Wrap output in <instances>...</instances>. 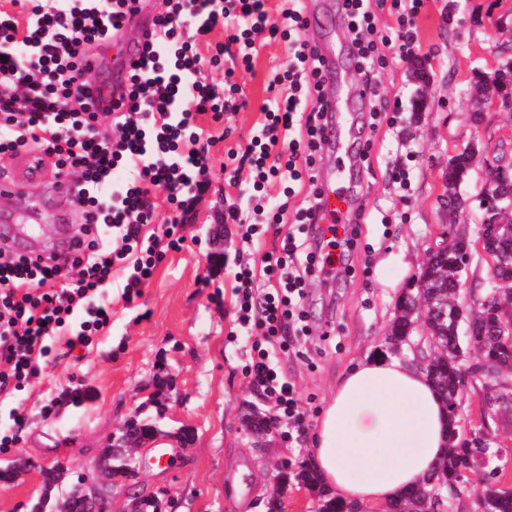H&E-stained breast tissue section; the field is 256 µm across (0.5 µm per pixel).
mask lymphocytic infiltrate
Here are the masks:
<instances>
[{
	"mask_svg": "<svg viewBox=\"0 0 512 512\" xmlns=\"http://www.w3.org/2000/svg\"><path fill=\"white\" fill-rule=\"evenodd\" d=\"M128 2L11 0L15 12L0 10V157L37 150L52 159L54 176L82 212L72 255L44 252L31 261L0 245V397L40 373L55 338L85 347L104 331L111 310L100 294L113 269L124 271L123 297L133 301L164 252L180 246L184 222L209 188V149L218 141L196 117L207 113L217 122L245 105L236 69L225 68L219 87L204 67L222 65L231 53L238 69H249L256 40L266 35L287 42L291 59L270 81L274 95L240 160L251 168L253 191L284 180L308 181L309 190L299 207L283 201L257 211L261 223L287 228L266 255L277 287H259L244 266L234 276V293L240 326L258 322L264 336L278 340L274 348L254 345L251 381L298 424L300 400L277 366V353L307 329V282L349 274L343 255L356 243L355 224L316 222L322 189L315 167L329 117L321 59L301 37L307 27L303 0H281L275 15L269 0H164L160 33L144 45L126 108L97 112L82 60L92 46L106 44ZM344 2L356 71L371 90L369 117L376 122L399 114L401 103L378 92L383 48L397 43L400 62L414 63L419 46L413 20L423 0ZM387 2L399 12L393 36L376 25L375 11ZM218 27L224 39L202 59L197 45ZM117 168L128 173L120 183L112 180ZM157 190L174 215L161 233L146 237L142 228L154 221ZM66 278L70 286L60 287Z\"/></svg>",
	"mask_w": 512,
	"mask_h": 512,
	"instance_id": "f902f5d3",
	"label": "lymphocytic infiltrate"
}]
</instances>
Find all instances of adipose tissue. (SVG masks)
I'll return each mask as SVG.
<instances>
[{"label": "adipose tissue", "instance_id": "ef3b65f1", "mask_svg": "<svg viewBox=\"0 0 512 512\" xmlns=\"http://www.w3.org/2000/svg\"><path fill=\"white\" fill-rule=\"evenodd\" d=\"M447 416L430 379L387 354L356 361L316 425L311 465L344 502L386 505L433 473Z\"/></svg>", "mask_w": 512, "mask_h": 512}]
</instances>
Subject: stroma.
Returning <instances> with one entry per match:
<instances>
[{"mask_svg": "<svg viewBox=\"0 0 512 512\" xmlns=\"http://www.w3.org/2000/svg\"><path fill=\"white\" fill-rule=\"evenodd\" d=\"M415 28L430 78L427 107L411 111L410 72L394 63L395 46L385 47L390 63L381 71L382 92L408 110L395 127L360 128L357 141L369 149L370 166L350 197L352 209L363 212L361 238L348 256L352 273L308 282V333L279 356L300 399L302 431L283 421L268 456L250 446L248 406L258 389L247 366L261 335L236 322L234 274L246 265L267 282L264 256L274 235L262 231L245 243L238 225L212 222L215 211L239 201L250 180L248 166L228 153L244 149L263 121L262 108L273 96L270 79L288 63L287 43L265 39L252 69L237 77L245 107L226 113L220 125L198 119L224 139L209 150L210 188L185 223L181 249L165 253L130 302L122 297L124 273L114 270L105 332L72 351L64 338L55 339L40 375L0 401V434L14 438L0 447V471L20 460L27 464L15 481H0V512H31L43 492L39 470L52 466L64 469L68 480L86 473L92 484L110 486L112 512H126L132 497L160 488L168 493L162 512H266L275 462L307 460L309 433L343 373L364 354L387 352L397 300L438 243L441 225L461 224L477 234L478 205L459 214L444 207L449 157L478 144L474 170L460 188L471 197L488 163L512 162V112L496 108L491 84L493 72L512 60V0H425ZM478 99L486 111L479 127L469 120ZM397 165L409 173L408 188L391 180ZM79 221L77 207L37 185L24 200L0 203V222L25 225L44 249L61 247L62 226ZM17 414L22 424H15ZM134 416L159 429L136 452L140 478L134 485L118 477L105 483L95 464L109 437ZM162 446L172 455L159 468L155 454Z\"/></svg>", "mask_w": 512, "mask_h": 512, "instance_id": "1", "label": "stroma"}]
</instances>
